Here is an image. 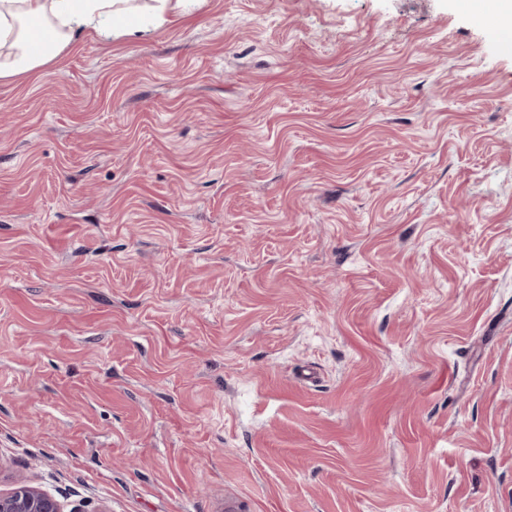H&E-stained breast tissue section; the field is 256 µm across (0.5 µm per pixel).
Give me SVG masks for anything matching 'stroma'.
<instances>
[{"label": "stroma", "instance_id": "35a3bbf8", "mask_svg": "<svg viewBox=\"0 0 512 512\" xmlns=\"http://www.w3.org/2000/svg\"><path fill=\"white\" fill-rule=\"evenodd\" d=\"M468 0H191L0 81V490L512 512V55Z\"/></svg>", "mask_w": 512, "mask_h": 512}]
</instances>
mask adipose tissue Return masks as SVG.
<instances>
[{
    "mask_svg": "<svg viewBox=\"0 0 512 512\" xmlns=\"http://www.w3.org/2000/svg\"><path fill=\"white\" fill-rule=\"evenodd\" d=\"M185 7L186 0H0V80L47 65L80 27L133 36Z\"/></svg>",
    "mask_w": 512,
    "mask_h": 512,
    "instance_id": "obj_1",
    "label": "adipose tissue"
}]
</instances>
